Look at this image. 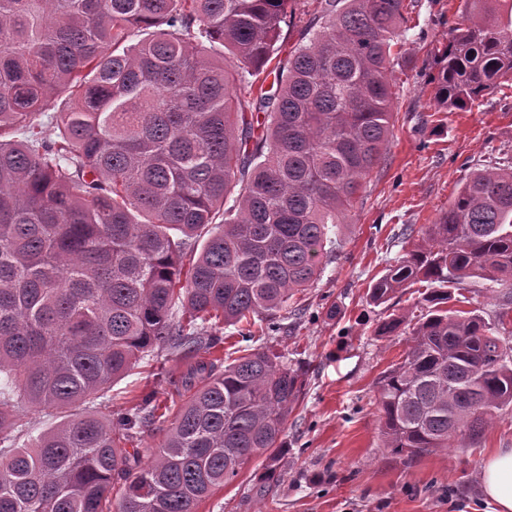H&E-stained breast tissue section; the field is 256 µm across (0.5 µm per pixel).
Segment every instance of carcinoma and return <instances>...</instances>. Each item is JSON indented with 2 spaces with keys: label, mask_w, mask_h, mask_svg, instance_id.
Segmentation results:
<instances>
[{
  "label": "carcinoma",
  "mask_w": 512,
  "mask_h": 512,
  "mask_svg": "<svg viewBox=\"0 0 512 512\" xmlns=\"http://www.w3.org/2000/svg\"><path fill=\"white\" fill-rule=\"evenodd\" d=\"M462 2L430 77L448 112L512 77V0ZM295 4L0 0V512H196L255 455L279 480L306 372L259 341L285 329L384 157L406 23L404 0H317L281 58ZM473 278L512 287L510 162L473 173L369 288L382 305L426 284L421 314L375 329L410 336L377 381L396 456L475 441L512 403V290L491 322L449 309ZM222 325L244 342L226 365L210 357ZM164 346L193 361L190 394L143 463L122 443L154 396L115 417L94 404ZM46 409L61 420L20 441Z\"/></svg>",
  "instance_id": "obj_1"
}]
</instances>
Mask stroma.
Wrapping results in <instances>:
<instances>
[{
    "mask_svg": "<svg viewBox=\"0 0 512 512\" xmlns=\"http://www.w3.org/2000/svg\"><path fill=\"white\" fill-rule=\"evenodd\" d=\"M407 31L393 49L392 137L384 159L364 182L341 246L319 280L298 295L299 313L267 345L307 371L306 395L288 418V449L279 482L260 476L265 457L251 458L232 485L215 490L198 512H494L479 480L481 460L512 448V404L498 411L475 442L413 459L383 446L376 382L407 347L406 336H379L391 314L412 311L406 289L375 305L367 292L407 245L405 227L423 231L446 211L474 172L512 151V88L485 95L468 111L442 112L429 76L448 29L460 22L461 0H404ZM179 360L146 356L111 391L110 411L134 408L155 393L174 416L185 390L162 377Z\"/></svg>",
    "mask_w": 512,
    "mask_h": 512,
    "instance_id": "obj_1",
    "label": "stroma"
}]
</instances>
